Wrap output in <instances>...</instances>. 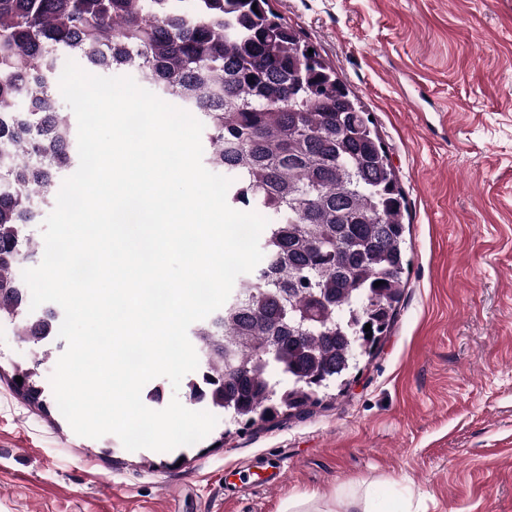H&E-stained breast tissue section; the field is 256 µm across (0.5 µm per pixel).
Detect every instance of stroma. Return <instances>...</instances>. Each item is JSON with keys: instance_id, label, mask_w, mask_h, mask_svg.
Here are the masks:
<instances>
[{"instance_id": "1", "label": "stroma", "mask_w": 512, "mask_h": 512, "mask_svg": "<svg viewBox=\"0 0 512 512\" xmlns=\"http://www.w3.org/2000/svg\"><path fill=\"white\" fill-rule=\"evenodd\" d=\"M371 116L405 198L398 313L301 414L191 446L78 436L11 388L0 326V512H280L336 490L371 512H512V0H269ZM283 465L269 490L249 481Z\"/></svg>"}]
</instances>
